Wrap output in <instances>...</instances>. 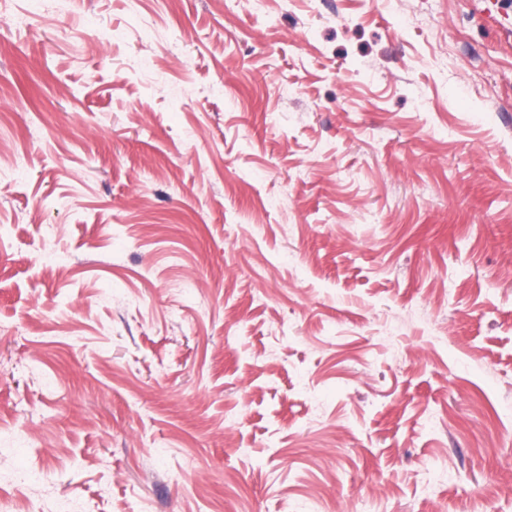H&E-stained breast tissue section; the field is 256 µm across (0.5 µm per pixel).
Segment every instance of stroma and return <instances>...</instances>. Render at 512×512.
<instances>
[{"mask_svg":"<svg viewBox=\"0 0 512 512\" xmlns=\"http://www.w3.org/2000/svg\"><path fill=\"white\" fill-rule=\"evenodd\" d=\"M512 512V0H0V512Z\"/></svg>","mask_w":512,"mask_h":512,"instance_id":"stroma-1","label":"stroma"}]
</instances>
